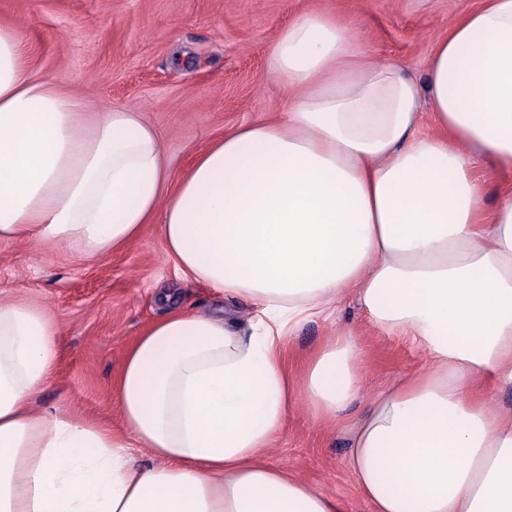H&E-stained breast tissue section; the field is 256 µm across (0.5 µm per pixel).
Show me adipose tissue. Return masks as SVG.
Segmentation results:
<instances>
[{
  "mask_svg": "<svg viewBox=\"0 0 512 512\" xmlns=\"http://www.w3.org/2000/svg\"><path fill=\"white\" fill-rule=\"evenodd\" d=\"M267 70L287 112L225 132L174 186L139 109L34 74L0 26V241L75 244L91 261L157 222L180 280L221 303L201 315L159 291L167 312L115 379V430L36 410L59 328L0 301V512H348L266 459L300 403L344 438L371 512H512V408L491 399L512 391V184L489 212L476 173L482 159L512 175V0L454 24L422 83L320 9L279 30ZM351 292L428 364L355 419L360 332L332 328L298 371L286 345Z\"/></svg>",
  "mask_w": 512,
  "mask_h": 512,
  "instance_id": "obj_1",
  "label": "adipose tissue"
}]
</instances>
